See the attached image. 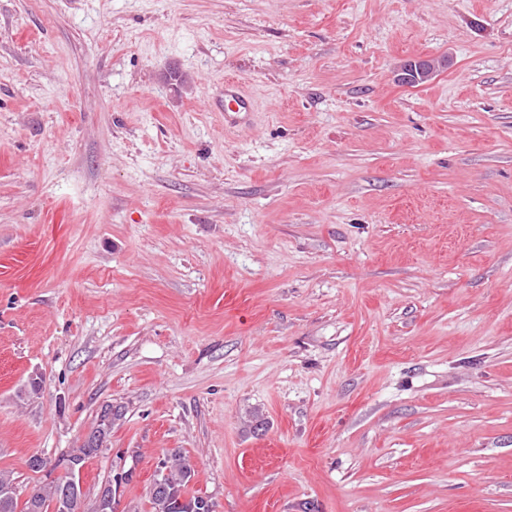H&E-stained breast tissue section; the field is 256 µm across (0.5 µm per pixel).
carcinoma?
Returning a JSON list of instances; mask_svg holds the SVG:
<instances>
[{"instance_id": "obj_1", "label": "carcinoma", "mask_w": 512, "mask_h": 512, "mask_svg": "<svg viewBox=\"0 0 512 512\" xmlns=\"http://www.w3.org/2000/svg\"><path fill=\"white\" fill-rule=\"evenodd\" d=\"M122 415V409L117 406L108 404L102 407L96 425L89 431L95 444L84 440L58 460L55 467L62 468L64 475L34 487L31 497L22 504L18 503L12 473L0 470V497L10 495L5 503H0V512H62L61 506L67 500L75 504L69 512H97L96 505L88 507L85 504L81 471L87 461L97 457L101 445L110 441L112 425ZM193 476L192 465L181 450L167 451L150 489L152 512H214L215 504L211 499L189 492Z\"/></svg>"}]
</instances>
